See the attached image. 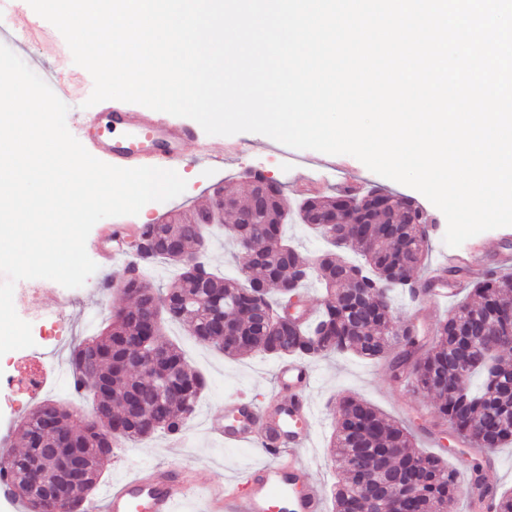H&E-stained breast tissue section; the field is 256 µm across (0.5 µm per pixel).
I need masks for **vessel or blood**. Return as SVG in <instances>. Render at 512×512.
Masks as SVG:
<instances>
[{"label":"vessel or blood","mask_w":512,"mask_h":512,"mask_svg":"<svg viewBox=\"0 0 512 512\" xmlns=\"http://www.w3.org/2000/svg\"><path fill=\"white\" fill-rule=\"evenodd\" d=\"M11 31L24 38L37 20L24 8V0H12ZM83 133L98 155L134 165L140 149L136 136L145 134L150 148L165 164L178 166L191 161L186 152L196 133L187 125L158 123L151 113L107 109L103 121H89ZM278 389L294 391L288 404L259 407L234 402L224 409L223 422L212 430L229 448L254 445L272 456V463L251 468L242 488L225 487L223 496L208 507L209 512H325V497L318 482L307 479L298 465L313 428L314 414L307 394L314 375L307 363L288 360L277 365ZM186 493L185 487L167 472L152 477L140 475L108 486L101 499L87 502L86 512H175Z\"/></svg>","instance_id":"vessel-or-blood-1"}]
</instances>
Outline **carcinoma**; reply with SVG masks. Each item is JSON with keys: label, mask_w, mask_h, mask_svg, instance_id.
Instances as JSON below:
<instances>
[{"label": "carcinoma", "mask_w": 512, "mask_h": 512, "mask_svg": "<svg viewBox=\"0 0 512 512\" xmlns=\"http://www.w3.org/2000/svg\"><path fill=\"white\" fill-rule=\"evenodd\" d=\"M295 218L319 236L335 228L334 249L314 262L303 257L285 235V226ZM213 226L248 253L244 281L220 276L203 261L207 277L201 278L186 262ZM431 229L427 213L414 199L379 188L306 197L293 211L284 194H267L259 174L250 198L242 203L224 196L218 216L210 202L186 216L141 225L139 237L156 248L132 255L131 263L141 267L163 260L176 266L178 275L163 293L142 277L125 283L123 292L132 296L131 304L113 309L103 332L72 347L74 381L83 390L99 387L104 413L98 420L78 418L48 401L33 408L17 425L22 451L12 453L7 466L11 495L25 512H45L48 498L59 491L82 504L110 459L102 448L105 429L122 426L115 435L119 443L183 431L206 380L186 371L179 346L159 340L165 324L175 321L198 342L232 357L258 352L312 361L353 354L389 361L394 378H408L415 389L438 400L436 412L419 424L420 430L434 437L447 432L452 446L473 450L470 480L461 483L443 456L414 451L409 427L366 402L347 398L338 406L330 440L345 473L333 493L335 512L372 508L360 486L378 481L384 471L400 484H416L418 493L405 501V512H444L459 498L471 512H482L490 492L484 481L487 452L512 443V363L496 356L512 350V274L475 281L467 266L449 268V276L467 281L470 300L437 325L431 341L413 336L393 353L394 294L416 282ZM349 249L361 261L348 260L344 253ZM310 279L327 292L317 320L292 322L282 331L263 320L260 311L276 312ZM155 301L160 304L158 319L142 321L144 304ZM224 328L231 336H224ZM154 346L164 354L165 368L175 374L163 391L151 386V373L142 364L144 348ZM54 447L83 450L85 479L57 483L56 461L48 453Z\"/></svg>", "instance_id": "carcinoma-1"}]
</instances>
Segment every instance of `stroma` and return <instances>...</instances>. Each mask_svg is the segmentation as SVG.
Masks as SVG:
<instances>
[{
    "label": "stroma",
    "mask_w": 512,
    "mask_h": 512,
    "mask_svg": "<svg viewBox=\"0 0 512 512\" xmlns=\"http://www.w3.org/2000/svg\"><path fill=\"white\" fill-rule=\"evenodd\" d=\"M16 53L42 79H49L54 67L74 69L72 57L61 56V44L49 26L34 29L23 44L14 46ZM279 142L256 133H238L231 136L209 135L198 132L187 150L199 155V162L178 167V174L187 182L181 195L165 202L147 203L138 214L108 217L98 221L91 229L86 251L90 258H97L99 250L111 248L110 235L115 230H132L144 224L169 219L176 214L204 205L215 188L238 198L249 193L247 173L259 170L280 182L288 205H296L307 194L332 195L346 184L364 188L382 187L389 192L416 200L430 214L435 228L431 234L429 253L424 271H431L449 252L444 242L447 229L443 213L419 191L381 177L371 172L361 161L350 155L340 156L341 172L319 167L323 155L313 150L297 151L300 169L283 166ZM213 152L224 155L223 165L208 162ZM512 249V227H502L482 232L466 240L461 252L475 255L483 266H491L503 249ZM121 268H98L85 285L74 290L70 298H63L60 288L41 291V305L47 314L64 309L61 323H32L34 346L29 349L28 360L17 357L0 358V381L7 377L21 378L49 366L59 376L52 398L57 403L85 412L87 403L70 383L68 357L74 343L103 328L113 308L126 305L127 297L121 288L111 294L94 296L99 279L121 275ZM456 298L445 302L433 301L422 296L416 300L396 301L394 319L397 328L414 327L418 336L431 337L441 320L445 319ZM166 340L178 344L190 364L206 379L207 388L201 396L192 420L183 432L179 447H171L167 436L129 444L118 450L110 459L101 477L102 485L115 484L135 475L141 466L151 464L163 469L180 472L192 478L190 496L182 503L180 512H199L200 498L209 497L214 487L223 485L237 472L265 463V455L256 448H227L208 431L214 419H223L226 398L243 394L256 404H266L274 392L275 359L259 353H250L232 360L217 350L203 346L190 335L187 327L167 323ZM316 383L308 395L314 410L317 429L307 449L305 460L312 477L321 480L325 494H332L344 476L329 448L338 404L343 397H358L380 409L389 418L417 426L420 416L431 414L434 400L415 390L407 381L393 380L387 363H376L354 356L330 357L312 361Z\"/></svg>",
    "instance_id": "1"
}]
</instances>
